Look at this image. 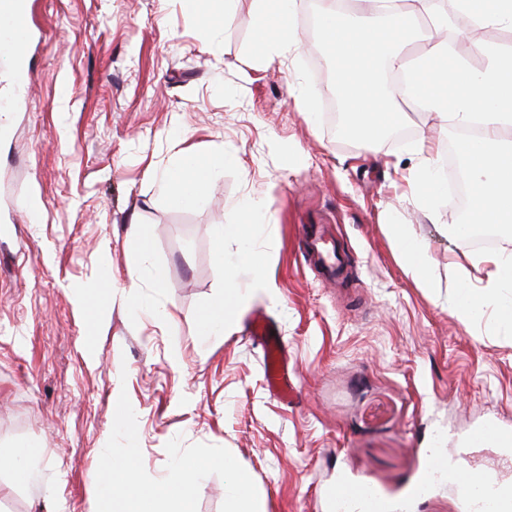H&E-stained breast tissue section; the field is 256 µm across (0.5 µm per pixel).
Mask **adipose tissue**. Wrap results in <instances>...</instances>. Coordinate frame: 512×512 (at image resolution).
<instances>
[{
    "label": "adipose tissue",
    "mask_w": 512,
    "mask_h": 512,
    "mask_svg": "<svg viewBox=\"0 0 512 512\" xmlns=\"http://www.w3.org/2000/svg\"><path fill=\"white\" fill-rule=\"evenodd\" d=\"M254 2L257 31L272 37L275 57H288L299 47L293 0ZM320 6L321 32L337 52L336 81L347 114L346 134L374 149L383 144L386 127L379 115L391 111L392 105L379 83L378 70L405 72L410 99L428 111L452 115L460 126L479 127V142L463 145L461 150L467 177L475 189L472 215L481 223L512 228V140L506 137L512 131V45L478 44L485 64L475 71L449 52L442 41L429 43L417 56L400 51L397 35L416 27V16L405 0H360L349 24L340 21L335 0H320ZM455 9L469 19L471 27L512 31V0H455ZM238 161L233 153L204 163L184 154L175 170L160 176V185L179 204L192 206L200 202L204 184L217 171ZM388 232L406 271L419 276L422 287L434 288L427 273L429 258L421 244L402 225H389ZM482 261L490 267L485 284L473 288L461 282L452 300V313L471 323L491 308L499 321L512 324V298L499 294L500 289L512 288V254H487ZM218 266L224 276V296L206 309L200 322L208 335L223 333L228 316L246 304L250 288L267 285L261 266H254L248 287L235 278L236 261L222 257Z\"/></svg>",
    "instance_id": "ef3b65f1"
}]
</instances>
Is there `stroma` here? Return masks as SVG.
Listing matches in <instances>:
<instances>
[{"label":"stroma","mask_w":512,"mask_h":512,"mask_svg":"<svg viewBox=\"0 0 512 512\" xmlns=\"http://www.w3.org/2000/svg\"><path fill=\"white\" fill-rule=\"evenodd\" d=\"M31 83L0 116V512H96V471L120 393L137 415L147 472L165 445L226 447L266 512H333L327 492L354 483L401 500L433 449L484 423L512 435V326L494 312L466 324L448 309L462 277L487 279L479 249L447 237L460 220L448 189L456 126L396 97L378 150L340 134L323 73L336 56L295 0L300 49L279 62L252 25L253 0H30ZM423 52L431 15L459 49L452 0H407ZM305 109H298L297 99ZM430 146L444 191L410 190L415 143ZM238 154L194 207L163 193L180 152ZM261 201L276 226L245 209ZM152 233L134 262L130 220ZM405 225L430 258L434 291L404 269L387 224ZM214 224H247L270 294L224 335L199 310L224 282ZM325 225L351 257L344 284L304 258L303 229ZM166 270L155 285L151 266ZM276 324L298 392L273 396L248 320ZM39 463L14 483L10 451ZM462 454L512 482V446Z\"/></svg>","instance_id":"35a3bbf8"}]
</instances>
